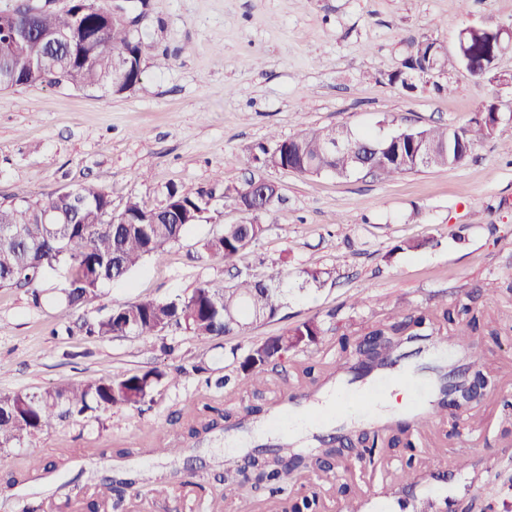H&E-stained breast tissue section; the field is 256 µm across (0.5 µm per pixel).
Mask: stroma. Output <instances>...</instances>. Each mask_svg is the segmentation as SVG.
Instances as JSON below:
<instances>
[{
	"mask_svg": "<svg viewBox=\"0 0 512 512\" xmlns=\"http://www.w3.org/2000/svg\"><path fill=\"white\" fill-rule=\"evenodd\" d=\"M138 15L143 35L142 78L121 96L72 87L0 89V202L47 200L92 181L120 213L128 198L160 205L170 187L208 194L212 210L191 225L162 259H148L119 281L61 315L63 270L46 274L39 298L25 288H0V391H39L64 380L110 378L162 364L174 369L201 362L207 376L187 373L163 389L145 411L115 409L100 419L62 422L21 456L52 460L70 453L58 480L23 488L0 484V512L23 504L39 512H86L87 486L77 474L106 475L116 467L149 468L169 476V488L127 491L120 508L100 512H237L225 503L226 430L189 443L175 462L142 454L116 456L138 434L163 425L183 435L189 406L207 402L246 419L249 441H278L259 429L246 410H269L284 393L301 388L325 399L345 384L336 371V337L376 320L382 307L411 312L441 299L468 300L485 317L497 315L499 286L512 281V51L497 61L500 82L448 70L414 88L395 82L412 43L434 39L457 50L460 30L512 24V0H123ZM492 102L501 120L450 168L424 169L391 180L366 173L347 178L303 175L263 166L257 157L270 135L291 138L302 130L346 126L382 132L392 114L400 128L467 127L480 103ZM249 179L280 187L270 212L250 217L224 200V191ZM268 225L265 236L234 264L203 253V243L225 225L250 220ZM425 241L418 251H398L405 239ZM285 263L291 292L278 315L244 336L198 340L181 330L154 337L86 336L82 325L113 306L141 298L165 300L207 285L221 288L239 276L261 275ZM309 266L328 270L318 285H303ZM326 334L308 352L267 371L260 395L241 385L238 396L206 386L224 376L234 346L283 333L308 319ZM315 365L316 381L297 363ZM492 381L475 408L474 428L440 420L407 431L411 450H378L371 465L353 453L332 471L310 469L288 483L283 498L316 493L322 512H339L344 499L359 512H412L398 505L394 475L407 455L418 472L412 495L436 502L440 512H481L490 498L512 504V435L500 423L511 410L512 331L487 353ZM469 457L456 471L452 462ZM202 475V485H182L172 470ZM283 498L265 487L243 486L250 512H283Z\"/></svg>",
	"mask_w": 512,
	"mask_h": 512,
	"instance_id": "35a3bbf8",
	"label": "stroma"
}]
</instances>
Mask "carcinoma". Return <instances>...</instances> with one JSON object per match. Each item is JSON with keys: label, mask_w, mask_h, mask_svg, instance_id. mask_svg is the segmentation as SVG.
Masks as SVG:
<instances>
[{"label": "carcinoma", "mask_w": 512, "mask_h": 512, "mask_svg": "<svg viewBox=\"0 0 512 512\" xmlns=\"http://www.w3.org/2000/svg\"><path fill=\"white\" fill-rule=\"evenodd\" d=\"M94 9L74 19L73 10L51 12L29 2L0 11V86H73L79 89L104 88L120 94L141 80L142 37L135 29L136 21L112 16V8L103 0H92ZM125 53L124 81L112 88L114 56ZM495 104L484 102L477 108L482 121H474L458 136L467 147L492 135L487 116ZM338 128L306 129L297 136L279 140L271 137L272 147L262 148L266 166L303 174L308 170L342 175L348 159L344 155L323 150L325 139L336 136ZM423 144L406 138L403 149L410 154L418 150L427 154L429 167H453L465 158L448 145V128L430 127L424 131ZM355 148L379 169L378 176L390 179L405 173L384 152L365 149L372 135L357 137ZM168 212L153 215L152 209L136 199L127 201L123 211L112 214L109 195L94 184H83L71 193L57 194L43 205L0 203V288H27L42 274L63 264L69 278L64 289L62 312L95 293L107 281L123 279L146 258H161L166 249L177 242L188 226L206 218L211 212L210 198L189 195L172 186L166 195ZM51 209L73 220L71 224H45L42 211ZM269 225L253 220L247 224H226L222 234L203 244L209 257L235 262L245 249L257 243ZM506 309L488 330L487 341L500 344V330H512V283L499 289ZM288 296L283 269L272 265L260 278L246 276L229 288L201 287L186 296L168 300L141 299L119 304L103 319L86 328L89 336L149 337L170 329L190 332L194 337L243 336L260 321L271 319L283 307ZM480 328V316L470 305L443 300L429 313H403L389 309L383 318L363 335L343 333L336 339L339 347L336 364L339 370L360 381L391 357L408 348L422 352L438 343L455 344L464 355L455 382H448V363L421 365L419 369L435 378L441 401L433 414L442 416L447 410L448 393L467 401V381L480 378L484 349H474L470 340ZM325 334L321 322L309 319L280 335L268 336L252 343L236 360L231 374L217 386L238 385L241 380L261 393L267 383L266 369L288 358V354L304 352L318 345ZM181 372L171 374L155 367L143 372L112 378H89L83 382H61L39 392L0 391V475L11 489L30 483L34 478L57 470L65 459L47 461L30 457L18 467L9 460L10 450L29 445L40 435L64 420H81L90 413H105L113 408L140 410L154 401L161 386L178 384ZM217 409L208 405L204 412L188 416V434L198 436L199 428L208 429L214 421L208 413ZM400 443L396 434H360L356 456L370 457L377 447ZM148 453L176 460L184 448L161 440L151 448H121L118 455L127 458ZM312 452L302 448H278V455L262 467L265 484L273 496L280 495L288 478L298 466L311 458ZM417 471L415 455L410 454L398 470L396 481L406 484ZM243 468L239 460H224V497H240ZM160 481L149 470H121L115 476L97 479L94 493H103L101 502L112 500V493L126 488H140ZM322 505L314 495H301L289 501L288 512H320Z\"/></svg>", "instance_id": "obj_1"}]
</instances>
